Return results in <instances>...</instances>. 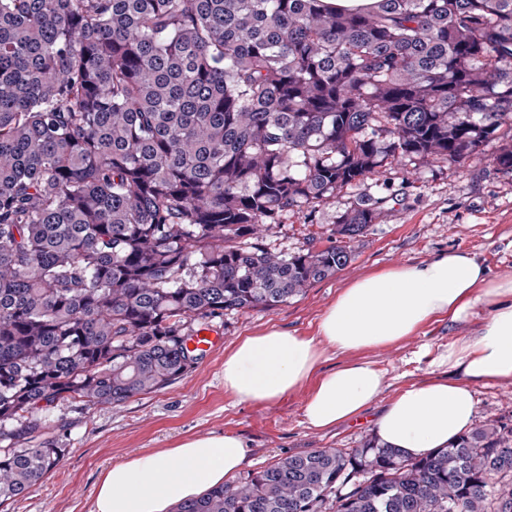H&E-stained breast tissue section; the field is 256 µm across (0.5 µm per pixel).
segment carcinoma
Masks as SVG:
<instances>
[{
  "label": "carcinoma",
  "instance_id": "carcinoma-1",
  "mask_svg": "<svg viewBox=\"0 0 512 512\" xmlns=\"http://www.w3.org/2000/svg\"><path fill=\"white\" fill-rule=\"evenodd\" d=\"M512 174V0H0V507L64 456L61 401L184 377L226 311L355 257L269 225L405 161ZM174 512H512V424L406 458L377 439L279 459Z\"/></svg>",
  "mask_w": 512,
  "mask_h": 512
}]
</instances>
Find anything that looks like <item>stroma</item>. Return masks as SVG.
<instances>
[{"instance_id":"1","label":"stroma","mask_w":512,"mask_h":512,"mask_svg":"<svg viewBox=\"0 0 512 512\" xmlns=\"http://www.w3.org/2000/svg\"><path fill=\"white\" fill-rule=\"evenodd\" d=\"M490 143L484 154L463 168L444 163L406 162L392 172L387 189L365 181L342 197L316 207L282 214L264 242L284 253L307 239L325 244L338 215L362 194L379 192L384 202L378 224L356 249L355 259L334 277L316 283L304 296L274 309L228 311L215 329L220 343L186 377L165 389L132 397L119 406H94L82 412L59 404L50 441L64 448L56 470L8 512H92L102 474L130 457L175 447L187 439L233 433L246 443V471L318 448L348 450L374 433L375 419L402 389L443 376L436 363L449 340L470 336L486 312L476 309L455 325L440 317L399 341L361 350L325 349L313 379L269 401H239L224 389V355L240 337L271 328L313 337L321 316L341 288L365 276L417 263L450 251L475 255L491 276L512 275V175L498 173ZM368 363L384 377L382 392L357 418L320 431L304 422V406L317 376L336 368ZM478 419L512 421V383L488 381L475 386Z\"/></svg>"}]
</instances>
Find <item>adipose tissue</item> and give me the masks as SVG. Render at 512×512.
<instances>
[{"label": "adipose tissue", "mask_w": 512, "mask_h": 512, "mask_svg": "<svg viewBox=\"0 0 512 512\" xmlns=\"http://www.w3.org/2000/svg\"><path fill=\"white\" fill-rule=\"evenodd\" d=\"M479 307L488 311L481 329L451 341L437 358L447 375L404 389L376 420L383 442L420 457L474 426L475 384L512 381V275L490 277L472 254H442L353 282L322 315L317 337L273 328L240 338L224 357V388L241 401L273 400L309 378L319 344L343 352L392 343L440 315L464 322ZM382 387L381 372L370 364L338 368L319 379L304 418L311 428H332L359 416ZM246 462V445L232 434L138 455L105 471L94 512H168L233 481Z\"/></svg>", "instance_id": "adipose-tissue-1"}]
</instances>
